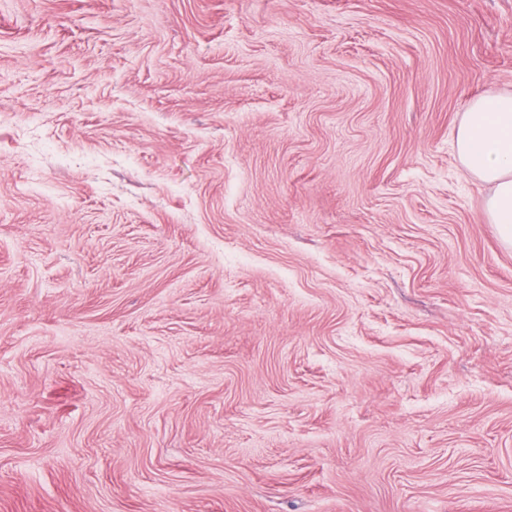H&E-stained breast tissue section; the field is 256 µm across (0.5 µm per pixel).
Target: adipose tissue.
I'll return each mask as SVG.
<instances>
[{
    "label": "adipose tissue",
    "instance_id": "obj_1",
    "mask_svg": "<svg viewBox=\"0 0 512 512\" xmlns=\"http://www.w3.org/2000/svg\"><path fill=\"white\" fill-rule=\"evenodd\" d=\"M464 175L487 190L485 210L500 242L512 248V91L472 99L456 129Z\"/></svg>",
    "mask_w": 512,
    "mask_h": 512
}]
</instances>
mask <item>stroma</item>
<instances>
[{"label": "stroma", "mask_w": 512, "mask_h": 512, "mask_svg": "<svg viewBox=\"0 0 512 512\" xmlns=\"http://www.w3.org/2000/svg\"><path fill=\"white\" fill-rule=\"evenodd\" d=\"M492 88L512 0H0V512H512ZM463 174L487 190L485 210L500 242L512 248V91L472 99L456 129Z\"/></svg>", "instance_id": "1"}]
</instances>
